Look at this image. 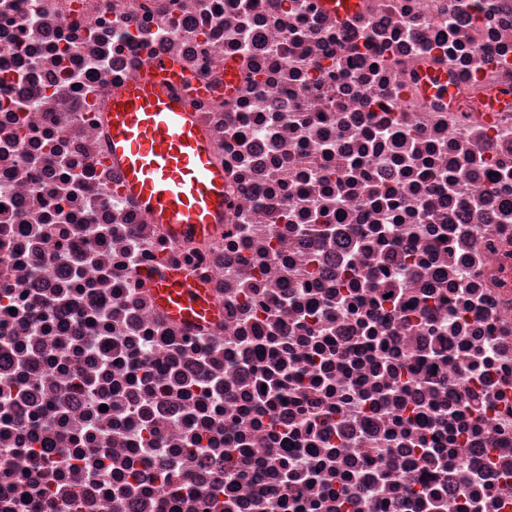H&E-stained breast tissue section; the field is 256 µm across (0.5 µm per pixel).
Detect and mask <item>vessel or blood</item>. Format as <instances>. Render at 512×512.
<instances>
[{"label":"vessel or blood","mask_w":512,"mask_h":512,"mask_svg":"<svg viewBox=\"0 0 512 512\" xmlns=\"http://www.w3.org/2000/svg\"><path fill=\"white\" fill-rule=\"evenodd\" d=\"M317 3L342 21L363 6V0ZM205 93L175 59L158 56L146 62L143 75L113 94L106 112L105 158L121 172L123 194L176 240L209 237L224 221V169L214 160L194 106ZM136 278L175 322L221 318L209 284L179 267L162 262Z\"/></svg>","instance_id":"obj_1"}]
</instances>
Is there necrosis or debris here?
I'll return each mask as SVG.
<instances>
[{
	"instance_id": "1",
	"label": "necrosis or debris",
	"mask_w": 512,
	"mask_h": 512,
	"mask_svg": "<svg viewBox=\"0 0 512 512\" xmlns=\"http://www.w3.org/2000/svg\"><path fill=\"white\" fill-rule=\"evenodd\" d=\"M364 2L0 0V512H512V0ZM154 56L208 90L207 240L104 160ZM322 10L336 15L340 21H346L363 7L362 0H317ZM136 279L147 288L159 310L180 324L220 320L222 309L209 284L165 262L139 271Z\"/></svg>"
}]
</instances>
